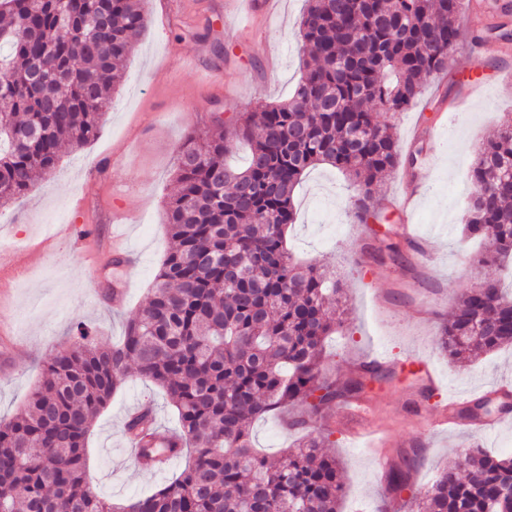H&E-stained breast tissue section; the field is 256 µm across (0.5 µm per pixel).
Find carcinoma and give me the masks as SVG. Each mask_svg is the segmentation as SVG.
Instances as JSON below:
<instances>
[{"label": "carcinoma", "mask_w": 512, "mask_h": 512, "mask_svg": "<svg viewBox=\"0 0 512 512\" xmlns=\"http://www.w3.org/2000/svg\"><path fill=\"white\" fill-rule=\"evenodd\" d=\"M146 0H0V205L25 198L54 171L63 143L100 133L116 84L150 17ZM299 36L304 73L286 103L238 113L222 131L185 138L177 193L167 202L172 246L145 305L122 340L97 342L76 327L43 369L28 401L0 422V501L8 512H339L341 464L322 454L333 431L319 423L338 400L390 379L365 363L342 384L324 376V341L345 314L342 288L286 244L294 192L329 164L352 180L355 216L401 165L380 114L403 112L448 70L459 42L460 0H306ZM246 166L224 163L233 144ZM464 232L484 242L479 264L512 259V115L469 171ZM512 344V294L493 281L469 291L441 329L452 359ZM154 382L177 412L160 434L149 410L126 420L141 468L190 451L155 493L114 502L85 479L96 415L129 369ZM288 405L302 441L278 460L256 453L252 423ZM410 466L388 467L385 487H408ZM512 454L470 448L442 468L415 512H512Z\"/></svg>", "instance_id": "1"}]
</instances>
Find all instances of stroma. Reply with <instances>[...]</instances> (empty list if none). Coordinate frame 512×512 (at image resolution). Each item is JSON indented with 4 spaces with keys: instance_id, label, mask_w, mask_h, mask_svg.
Listing matches in <instances>:
<instances>
[{
    "instance_id": "1",
    "label": "stroma",
    "mask_w": 512,
    "mask_h": 512,
    "mask_svg": "<svg viewBox=\"0 0 512 512\" xmlns=\"http://www.w3.org/2000/svg\"><path fill=\"white\" fill-rule=\"evenodd\" d=\"M470 2L461 0V41L453 65L430 80L406 111L383 116L405 156L418 152L412 143L415 118L437 131L428 188L412 226L387 205L404 190L397 173L372 200L378 218L365 227L353 218V188L329 165L311 168L294 199L297 219L288 230L289 244L300 259L335 271L348 309L326 342L325 371L342 381L361 364L384 359L392 379L366 390L367 417L385 433L391 461L420 451L413 485L387 496L375 451L337 429L327 452L343 468L340 512H404V501L425 492L438 467L466 449L512 452V412L491 433L464 415L447 430L425 434L414 408L420 385L405 368L410 360L422 361L463 399L512 382V347L456 364L435 346L441 322L460 297L477 283L505 276L495 266L473 267L479 242L463 239L460 224L469 165L497 133L503 113H512V40L484 37L487 25H512V0H485L478 27L470 24ZM225 6L226 0H147L150 22L136 41L99 136L80 148L64 147L53 174L37 177L22 202L0 207V328L19 347L11 370L0 375V421L24 405L43 364L68 345L75 323L91 328L100 343H115L145 304L170 247L165 208L175 191L184 137L213 130L217 119L251 111L257 103L292 96L305 60L296 36L305 0H272L265 15L241 12L232 32ZM469 80L486 86L467 99L464 112L444 115L448 98ZM115 224L128 227L126 245L136 254L132 265L107 258ZM407 228L431 241V263L421 265L413 255L401 265L372 259L386 232ZM121 286L127 300L112 306L108 295ZM148 399L159 423L177 426L164 392L133 374L90 432L86 478L105 496L148 493L184 467L177 461L150 476L130 458L124 423ZM301 414L300 407L290 406L255 421V447L278 456L290 443L289 421Z\"/></svg>"
}]
</instances>
